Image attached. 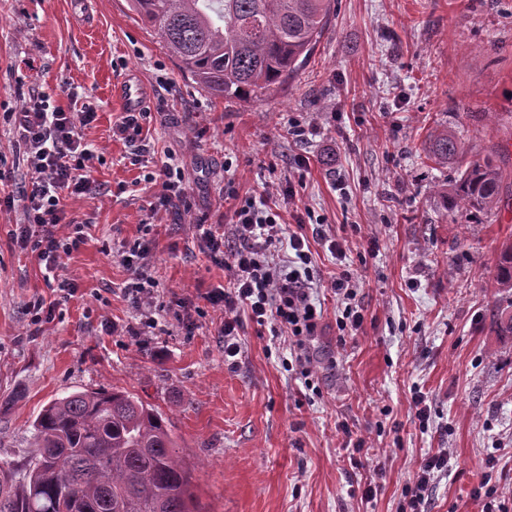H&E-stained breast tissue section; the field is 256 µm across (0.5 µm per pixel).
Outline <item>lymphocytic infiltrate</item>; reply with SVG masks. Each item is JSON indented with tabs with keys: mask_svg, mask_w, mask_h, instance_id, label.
Listing matches in <instances>:
<instances>
[{
	"mask_svg": "<svg viewBox=\"0 0 512 512\" xmlns=\"http://www.w3.org/2000/svg\"><path fill=\"white\" fill-rule=\"evenodd\" d=\"M96 117L92 110L68 112L50 104L48 97L36 94L14 114L16 142L26 155L30 180L18 196L0 198V208H20L21 219L13 233L21 248L35 253L43 263L44 280L51 288L52 301L36 299L29 309L34 315H52L77 291L69 278L59 274L61 256L70 254L83 241L79 233L66 232L65 200L70 196L97 197L100 188L91 177L94 148L84 142L80 130ZM264 197H245L225 224H193V236L210 257L223 264L227 284L206 292V301L224 311L221 334L225 357L241 351L238 341L240 310H247L258 325L269 326L272 337L290 340L291 364L302 375H310V345L316 337L321 314L312 300L314 273L307 236L298 232L302 213H295V227L283 222L281 208L295 202V195L283 192L282 184L270 182ZM285 245L292 255L287 264L270 263L272 248ZM327 249L339 266L329 286L341 305L336 319L340 336H349L362 326L364 316L351 288L352 273L343 264L342 243L328 238ZM150 254L145 245L134 246L123 262L130 272L124 290L140 312L137 326L128 328L131 336H142L156 328V283L145 273ZM448 466V451L441 448L425 458L406 494L402 512H423L425 493L435 472Z\"/></svg>",
	"mask_w": 512,
	"mask_h": 512,
	"instance_id": "1",
	"label": "lymphocytic infiltrate"
}]
</instances>
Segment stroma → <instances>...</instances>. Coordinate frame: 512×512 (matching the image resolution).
<instances>
[{
    "mask_svg": "<svg viewBox=\"0 0 512 512\" xmlns=\"http://www.w3.org/2000/svg\"><path fill=\"white\" fill-rule=\"evenodd\" d=\"M129 74L148 100L141 124L154 151L144 156L112 134ZM33 90L69 112L93 109L82 134L100 149L102 192L66 200L85 238L60 259L77 291L38 324L28 303L53 294L36 254L12 238L19 209L0 211V459L24 466L33 423L55 399L115 388L169 418L196 512H397L441 448L448 469L425 512H483L474 491L487 472L512 505V334L501 319L512 288L497 280L512 243V0H334L308 64L249 100L198 88L128 0L80 11L74 0H0V194L28 181L10 114ZM293 122L304 138L289 134ZM436 128L468 154L426 160ZM490 154L504 176L500 207L446 212L436 186ZM167 159L187 196L155 210L153 175ZM275 177L291 178L309 209L305 234L343 242L364 315L340 339L336 299L316 288L324 313L307 380L286 365L287 338L246 316L241 352L225 358L224 312L204 294L227 272L192 238L193 221L227 223L234 196ZM138 238L162 311L159 329L136 339L123 333L137 312L122 253Z\"/></svg>",
    "mask_w": 512,
    "mask_h": 512,
    "instance_id": "obj_1",
    "label": "stroma"
}]
</instances>
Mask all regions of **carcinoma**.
Here are the masks:
<instances>
[{"instance_id":"obj_1","label":"carcinoma","mask_w":512,"mask_h":512,"mask_svg":"<svg viewBox=\"0 0 512 512\" xmlns=\"http://www.w3.org/2000/svg\"><path fill=\"white\" fill-rule=\"evenodd\" d=\"M181 72L213 97L249 99L283 87L327 30L332 0H130ZM466 152L442 130L430 155L442 164ZM502 171L485 157L436 186L445 210L499 207ZM497 275L512 288V244ZM23 469L0 459V512H191V476L169 419L126 390L73 392L38 415Z\"/></svg>"}]
</instances>
